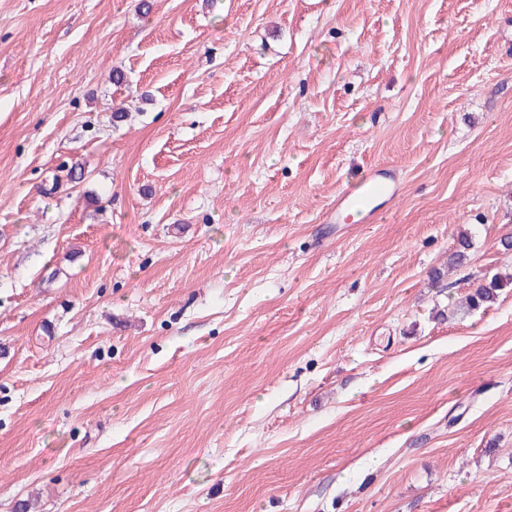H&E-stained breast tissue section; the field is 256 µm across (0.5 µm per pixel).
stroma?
Here are the masks:
<instances>
[{
    "instance_id": "35a3bbf8",
    "label": "stroma",
    "mask_w": 512,
    "mask_h": 512,
    "mask_svg": "<svg viewBox=\"0 0 512 512\" xmlns=\"http://www.w3.org/2000/svg\"><path fill=\"white\" fill-rule=\"evenodd\" d=\"M510 235L512 0H0V512H512ZM399 190L395 175L385 166L379 165L357 186L336 197L335 203L327 212V221L333 223L336 211V224L343 222V215L347 212L358 217V224H372L379 214L377 205L373 203L378 199L393 201ZM512 277H500L494 274L488 280H484L476 285L475 288L457 308V312L467 313L478 309L481 306L488 305L496 300L499 291L503 288H511Z\"/></svg>"
}]
</instances>
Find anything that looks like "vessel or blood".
Masks as SVG:
<instances>
[{
    "mask_svg": "<svg viewBox=\"0 0 512 512\" xmlns=\"http://www.w3.org/2000/svg\"><path fill=\"white\" fill-rule=\"evenodd\" d=\"M400 186L395 175L385 166H377L371 175L350 190L342 192L332 206L337 215L353 213L359 223H374L378 212L375 207L376 200H395L399 194Z\"/></svg>",
    "mask_w": 512,
    "mask_h": 512,
    "instance_id": "b4317fda",
    "label": "vessel or blood"
}]
</instances>
